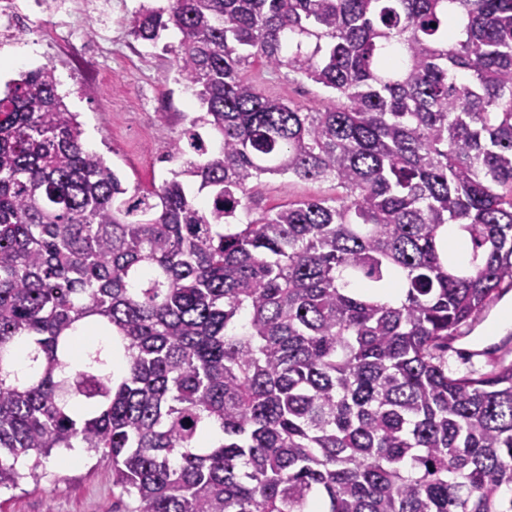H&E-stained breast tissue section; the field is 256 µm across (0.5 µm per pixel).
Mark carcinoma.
Here are the masks:
<instances>
[{
  "mask_svg": "<svg viewBox=\"0 0 512 512\" xmlns=\"http://www.w3.org/2000/svg\"><path fill=\"white\" fill-rule=\"evenodd\" d=\"M129 30L177 32L201 109L158 186L86 146L55 66L0 94V488L84 448L127 512H512V363L448 366L512 291V0H167ZM267 175L336 196L259 211ZM80 324L111 343L71 364ZM247 78L258 83L264 94L322 109L328 105L329 93L321 86L306 79L288 81L284 75L271 76L260 63H255L246 72Z\"/></svg>",
  "mask_w": 512,
  "mask_h": 512,
  "instance_id": "1",
  "label": "carcinoma"
}]
</instances>
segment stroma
<instances>
[{"mask_svg": "<svg viewBox=\"0 0 512 512\" xmlns=\"http://www.w3.org/2000/svg\"><path fill=\"white\" fill-rule=\"evenodd\" d=\"M128 17L117 5L85 16L86 28L111 30L118 46L116 51H104L99 61L78 66L83 92L69 95L67 102L71 111L81 115L87 146L119 171L125 185L148 186L168 177L171 165L161 159L164 148L182 129L183 116L193 115L199 105L183 86L170 81L171 53L127 35ZM246 76L272 97L314 109L328 103L329 94L321 86L269 75L258 63ZM163 112L168 115L164 121L159 118ZM251 193L260 207L270 208L309 196L332 197L336 189L330 182L267 176L254 184ZM509 307L512 292L468 325V334L487 351L476 354L471 346L458 345L448 355L453 371L483 373L493 359L512 363V342H498L500 336L512 334V321L502 320ZM127 502V496L112 484L110 465L83 448L53 450L40 481L27 478L17 487L0 490V512H125Z\"/></svg>", "mask_w": 512, "mask_h": 512, "instance_id": "obj_1", "label": "stroma"}]
</instances>
